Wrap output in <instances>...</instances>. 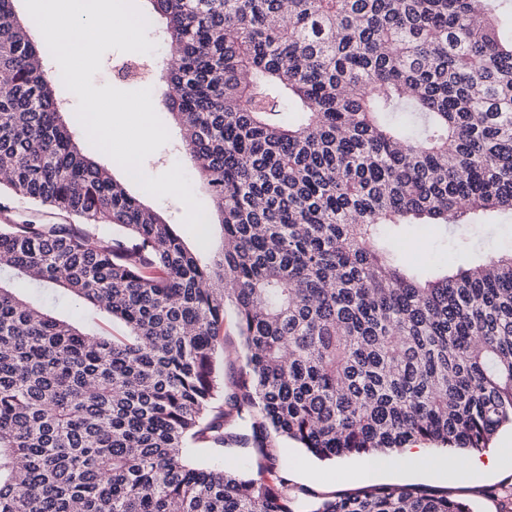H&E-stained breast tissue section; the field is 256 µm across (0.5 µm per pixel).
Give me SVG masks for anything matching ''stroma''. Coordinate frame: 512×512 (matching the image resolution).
I'll use <instances>...</instances> for the list:
<instances>
[{
  "instance_id": "obj_1",
  "label": "stroma",
  "mask_w": 512,
  "mask_h": 512,
  "mask_svg": "<svg viewBox=\"0 0 512 512\" xmlns=\"http://www.w3.org/2000/svg\"><path fill=\"white\" fill-rule=\"evenodd\" d=\"M144 85L151 88L154 109L170 134L169 141L145 159L144 172L157 176L178 164L185 173H192V162L182 145L179 127L162 103L164 85L155 76L145 80ZM129 189L132 193L141 194L147 205L163 212L188 245L206 255L219 245L222 237L219 226H209L207 234L198 239L187 231L182 222L185 209L177 199L156 198L142 193L140 186L134 183ZM461 236L470 239L469 252L457 251L456 242ZM509 253H512V216H498L483 224L461 225L445 232L411 229L399 243L398 256L403 262L414 264L445 258L454 269L468 265L477 254L487 257ZM20 291L23 295L46 301L55 316L77 321L84 332L100 336H120L125 332L120 323L112 321L98 309L81 305L62 289L24 285ZM490 449L499 455V466L492 473L471 469L443 473L431 465L434 458L442 456V449L428 445L424 448L422 460L397 471L372 474L364 471L360 457L321 461L290 444L283 453L285 462L278 474L287 479L292 489H303L312 495L348 493L365 484H413L475 502L479 512H512V428L502 429Z\"/></svg>"
}]
</instances>
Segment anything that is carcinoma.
<instances>
[{"instance_id":"1","label":"carcinoma","mask_w":512,"mask_h":512,"mask_svg":"<svg viewBox=\"0 0 512 512\" xmlns=\"http://www.w3.org/2000/svg\"><path fill=\"white\" fill-rule=\"evenodd\" d=\"M15 2L0 191L61 221L0 208V512H473L410 485L292 495L275 440L319 459L480 452L512 427V254L428 278L396 249L410 227L512 213V0H148L223 234L206 263L81 153ZM16 280L127 333L83 332ZM230 311L244 362L226 395ZM230 439L253 441L257 473L189 461Z\"/></svg>"}]
</instances>
